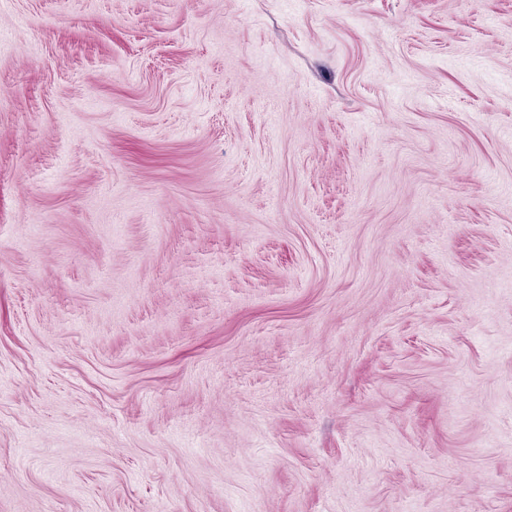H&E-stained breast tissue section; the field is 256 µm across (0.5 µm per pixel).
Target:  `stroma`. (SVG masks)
<instances>
[{"instance_id":"1","label":"stroma","mask_w":512,"mask_h":512,"mask_svg":"<svg viewBox=\"0 0 512 512\" xmlns=\"http://www.w3.org/2000/svg\"><path fill=\"white\" fill-rule=\"evenodd\" d=\"M0 512H512V0H0Z\"/></svg>"}]
</instances>
